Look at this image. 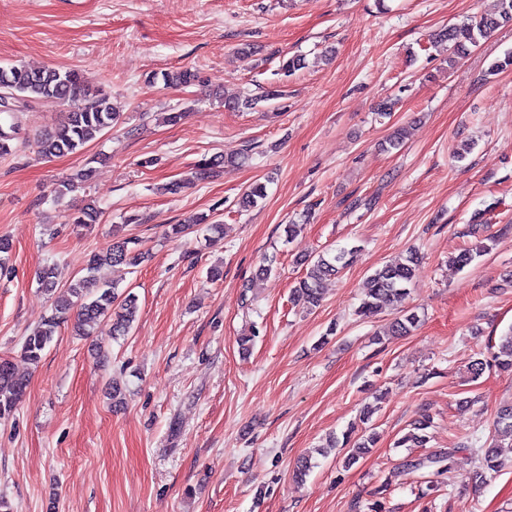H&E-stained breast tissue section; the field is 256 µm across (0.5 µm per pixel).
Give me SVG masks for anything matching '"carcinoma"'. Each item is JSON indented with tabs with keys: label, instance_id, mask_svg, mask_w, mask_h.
<instances>
[{
	"label": "carcinoma",
	"instance_id": "carcinoma-1",
	"mask_svg": "<svg viewBox=\"0 0 512 512\" xmlns=\"http://www.w3.org/2000/svg\"><path fill=\"white\" fill-rule=\"evenodd\" d=\"M512 23V0H500L498 13L481 16L468 22L452 24L441 28L433 35L435 42L446 44L448 65L479 45L501 26ZM166 86L187 87L196 81V74L190 69L162 73ZM0 93L7 99L23 107L30 102H62L71 106L64 120L39 141V153L45 158H53L81 151L86 143L112 127L119 119V112L112 105L111 97L102 90L91 91L84 84L80 74L74 69L44 67L28 69L20 66L0 67ZM248 157V151L235 155L212 156L202 160L197 166V178L204 179L217 167H234ZM91 169H80L56 188L58 196H64L76 190L91 178ZM266 196V184L255 181L250 184L239 200L243 210L257 205ZM99 218V210L89 204L70 216L74 224H94ZM136 238L116 237L105 251L90 255L84 267V274L67 286L58 290L54 268L43 267L38 273V284L53 299L51 314L42 325L25 337L22 355L32 365L38 364L44 350L52 342L58 328L75 316V327L81 336H88L99 323L111 321L114 336L129 333L138 313L137 299L133 294L120 296L118 285L101 283L95 272L104 263L113 266H136L144 259ZM357 253V248H340L330 257L323 255L316 259H307L305 276L293 290V301L307 308L315 307L321 298V283L330 276L340 273L350 266ZM419 256L415 252L405 257L388 262L376 269L364 289V298L358 308V314L364 318L374 316L386 303H403L409 295L415 267ZM420 318L412 309L401 310L389 325L388 332L393 336H404L416 328ZM495 368L501 372L512 371V328L501 338L498 350L491 360L475 359L470 363V374L480 377L485 370ZM29 379L16 372L7 359L0 360V419L12 415L25 395ZM431 420L426 414L416 420L412 429L402 436L398 446L422 448L427 443L426 429ZM494 430L500 442L492 446H479L477 441L456 443L450 448L436 450L419 455L402 463L403 471L413 474L423 469L431 470L435 477H441L453 469L455 456L468 452L476 461V470L472 480L484 484L487 477L499 473L502 469L512 467V456H503L502 448L512 449V405L502 407L494 423ZM375 445L372 434L363 435L353 442V448L345 456L346 466H352L370 452Z\"/></svg>",
	"mask_w": 512,
	"mask_h": 512
}]
</instances>
